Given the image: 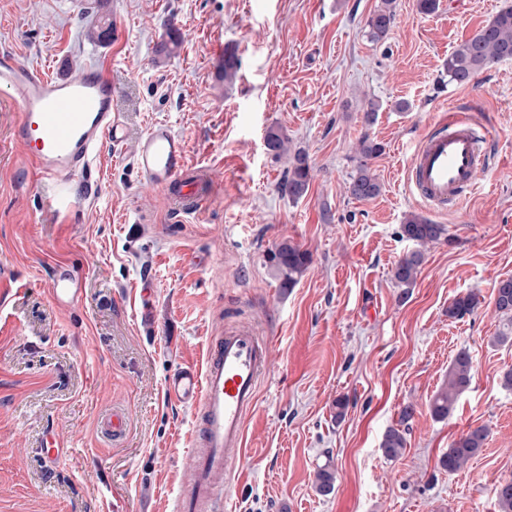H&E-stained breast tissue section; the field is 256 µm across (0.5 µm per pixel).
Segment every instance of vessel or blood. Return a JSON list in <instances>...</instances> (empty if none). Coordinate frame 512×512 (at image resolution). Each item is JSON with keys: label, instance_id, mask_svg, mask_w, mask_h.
<instances>
[{"label": "vessel or blood", "instance_id": "1", "mask_svg": "<svg viewBox=\"0 0 512 512\" xmlns=\"http://www.w3.org/2000/svg\"><path fill=\"white\" fill-rule=\"evenodd\" d=\"M0 98L17 117L15 138L41 177L53 182L57 211L73 206L71 184L94 165L104 140L122 142L125 128L112 110V81L92 66L75 78L53 77L0 51ZM489 137L463 113L442 115L420 137L411 157L408 185L430 207L444 210L473 195L488 166ZM136 163L147 182L166 190L174 212L192 214L207 198L209 175L187 171V147L170 125L152 124L140 138ZM54 302L70 306L79 282L64 265L51 271ZM270 364V345L248 323L211 337L204 367L179 368L166 381L169 398L196 413L193 486L178 498V512H221L232 469L245 453L247 414L257 401Z\"/></svg>", "mask_w": 512, "mask_h": 512}]
</instances>
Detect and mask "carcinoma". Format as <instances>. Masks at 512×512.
Listing matches in <instances>:
<instances>
[{
	"label": "carcinoma",
	"mask_w": 512,
	"mask_h": 512,
	"mask_svg": "<svg viewBox=\"0 0 512 512\" xmlns=\"http://www.w3.org/2000/svg\"><path fill=\"white\" fill-rule=\"evenodd\" d=\"M395 19V0H381L368 22V38L378 43L390 32ZM178 35L169 31L157 43L155 53L169 57L177 49ZM512 59V6H506L472 37L462 41L449 54L444 63L448 83L465 85L480 71L491 64ZM266 145L276 155L288 151V137L278 129H269ZM383 152V146L364 136L358 144L355 161L356 173L351 178L348 192L358 200H370L381 193V184L371 171L370 161ZM312 179L311 166L305 151L297 149L290 156L286 177L280 184V191L297 201L308 192ZM403 238L413 242L418 249L407 253L393 270V279L401 288L411 287L423 262L421 247L448 239V229L427 218L411 213L401 224ZM269 262L283 290L293 288L312 262L309 251L284 239L269 255ZM495 307L501 315L498 341H512V278H506L495 288ZM478 301L472 294L460 296L448 306V316L462 318L474 311ZM472 380V358L467 350H460L448 367V376L434 394L429 404L431 415L444 420L453 411L459 397L468 389ZM489 431L484 426L471 428L460 434L449 445L439 459L440 467L450 473L464 468L484 447ZM407 447L405 431L398 427L389 428L383 436L381 448L388 459L399 458ZM335 472L329 465L318 468L316 485L318 491L328 495L334 490ZM494 495L499 512H512V481H503L495 486Z\"/></svg>",
	"instance_id": "obj_1"
}]
</instances>
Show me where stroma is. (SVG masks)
Masks as SVG:
<instances>
[{"label":"stroma","mask_w":512,"mask_h":512,"mask_svg":"<svg viewBox=\"0 0 512 512\" xmlns=\"http://www.w3.org/2000/svg\"><path fill=\"white\" fill-rule=\"evenodd\" d=\"M505 2L439 0L423 14L396 0L387 38L373 43L367 21L381 0H0V49L57 77L98 66L126 130L59 214L0 100V512H175L192 479L195 412L168 399L165 382L179 365H201L210 337L238 322L270 341L271 360L224 512H497L494 488L512 479V389L502 384L512 342L496 339L494 304L512 275V60L464 86L441 71ZM103 17L120 38L89 41ZM171 29L182 43L156 59ZM228 49L239 62L229 82ZM451 108L488 128L490 162L482 192L436 213L405 180L416 140ZM159 121L185 138L189 166L211 174L196 213L172 214L137 167V142ZM272 128L314 169L299 201L279 189L288 159L267 149ZM365 136L384 147L371 162L382 192L360 201L348 185ZM411 212L450 239L424 247L405 293L393 269L413 249L400 236ZM285 239L312 256L288 291L268 262ZM60 263L82 288L65 309L49 292ZM470 292L473 313L449 318ZM462 349L472 383L435 420L429 401ZM407 405V447L387 459L380 440ZM114 409L128 417L116 440L100 428ZM479 425L485 448L465 469L442 470L451 441ZM49 436L65 449L51 470L37 455ZM326 464L336 483L323 495L315 473Z\"/></svg>","instance_id":"obj_1"}]
</instances>
